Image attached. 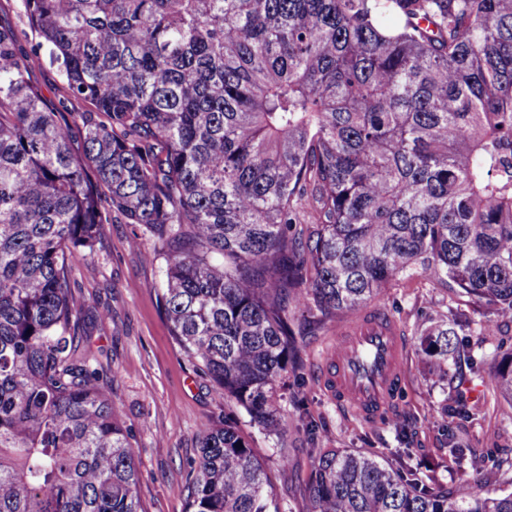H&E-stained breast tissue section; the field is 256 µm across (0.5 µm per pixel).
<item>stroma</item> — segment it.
<instances>
[{
    "mask_svg": "<svg viewBox=\"0 0 512 512\" xmlns=\"http://www.w3.org/2000/svg\"><path fill=\"white\" fill-rule=\"evenodd\" d=\"M138 230V225L113 215L93 257L73 267L72 280L85 306L84 344L102 385L122 406L139 448L138 491L146 512H188L186 481L198 457L199 428L224 418L236 423L265 464L279 512H299L301 491L320 448L393 460L445 488L469 471L473 490L481 496L512 486V475L496 469L499 461L512 457V409L481 381L495 358L512 349V329L484 335L485 309L463 300L457 303L464 316L456 339L467 352L449 365V373L460 375L452 383L448 374L429 370L416 350L423 331L447 314L448 290L425 277L392 283L375 306L392 318L403 337L405 384L385 420L364 424L345 416L324 390L321 352L343 331L331 322L305 337L299 361L278 391L286 431L270 435L235 402L218 398L210 380L171 335L158 297L162 265L144 262L129 247ZM102 309L111 311V319H96ZM451 443L482 459L481 470L472 471L470 460L449 458ZM284 454L290 459L285 467L280 464ZM430 459L439 462L431 473L424 468Z\"/></svg>",
    "mask_w": 512,
    "mask_h": 512,
    "instance_id": "obj_1",
    "label": "stroma"
}]
</instances>
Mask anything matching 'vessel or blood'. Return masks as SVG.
Listing matches in <instances>:
<instances>
[{"instance_id":"1","label":"vessel or blood","mask_w":512,"mask_h":512,"mask_svg":"<svg viewBox=\"0 0 512 512\" xmlns=\"http://www.w3.org/2000/svg\"><path fill=\"white\" fill-rule=\"evenodd\" d=\"M365 351L372 354L371 363L363 362ZM403 351L402 338L386 314L363 313L327 351L323 383L348 415L367 422L380 420L399 399Z\"/></svg>"}]
</instances>
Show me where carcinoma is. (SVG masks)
I'll return each mask as SVG.
<instances>
[{"label": "carcinoma", "mask_w": 512, "mask_h": 512, "mask_svg": "<svg viewBox=\"0 0 512 512\" xmlns=\"http://www.w3.org/2000/svg\"><path fill=\"white\" fill-rule=\"evenodd\" d=\"M0 26V512H146L138 448L80 352L71 268L111 213L164 263L172 336L270 434L298 337L434 277L512 321V0H21ZM47 50L83 153L29 80ZM446 319L420 351L442 369ZM491 383L512 405V352ZM189 512H272L248 439L206 424ZM301 512H512L358 451ZM0 21L2 25L14 28L20 34V49L23 53H31L39 39L31 31L24 15L20 0H0Z\"/></svg>", "instance_id": "carcinoma-1"}]
</instances>
